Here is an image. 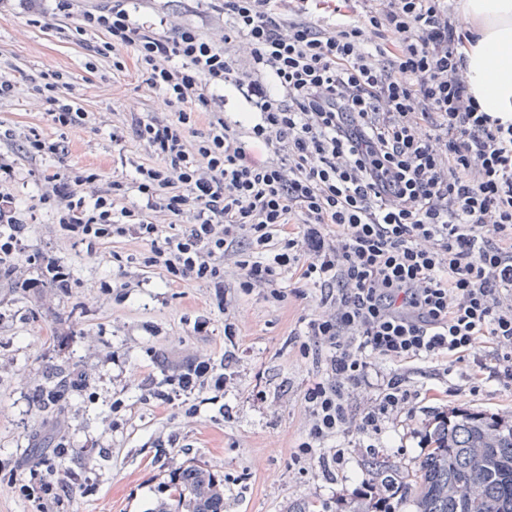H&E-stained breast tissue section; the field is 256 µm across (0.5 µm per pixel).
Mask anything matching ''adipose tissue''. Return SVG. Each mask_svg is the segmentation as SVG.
I'll list each match as a JSON object with an SVG mask.
<instances>
[{"instance_id":"obj_1","label":"adipose tissue","mask_w":512,"mask_h":512,"mask_svg":"<svg viewBox=\"0 0 512 512\" xmlns=\"http://www.w3.org/2000/svg\"><path fill=\"white\" fill-rule=\"evenodd\" d=\"M478 27L467 53L468 79L482 111L512 112V0H464Z\"/></svg>"}]
</instances>
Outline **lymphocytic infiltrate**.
<instances>
[{"label": "lymphocytic infiltrate", "mask_w": 512, "mask_h": 512, "mask_svg": "<svg viewBox=\"0 0 512 512\" xmlns=\"http://www.w3.org/2000/svg\"><path fill=\"white\" fill-rule=\"evenodd\" d=\"M17 2L34 25L75 17L67 37L115 70L132 50L172 110L163 120L132 112L113 128V143L133 137L147 157L131 180L72 166L41 175L38 201L66 241L91 254L124 242L166 284L213 289L224 311L232 290L273 305L317 290L298 318L299 352L325 368L303 391L296 463L339 464L383 438L412 411L407 364L469 357L512 383V113L481 111L471 91L473 33L458 0H336L323 17L311 0H197L200 23L162 13L147 27L133 0ZM22 84L55 129L88 123L69 72L0 70V99ZM252 141L268 147L265 161L251 159ZM12 174L0 157V282L42 308L54 293L23 269L60 262L28 253ZM177 358L189 370L178 387L189 419L199 412L190 395L223 396L237 355ZM333 504L394 507L367 478Z\"/></svg>", "instance_id": "lymphocytic-infiltrate-1"}]
</instances>
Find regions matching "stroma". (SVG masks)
Masks as SVG:
<instances>
[{
	"mask_svg": "<svg viewBox=\"0 0 512 512\" xmlns=\"http://www.w3.org/2000/svg\"><path fill=\"white\" fill-rule=\"evenodd\" d=\"M73 24L52 16L46 26H33L19 10H0V65L69 71L72 93L90 116L88 125L61 137L60 161L27 158L18 144L0 139V154L15 162L21 204L32 211L29 252L53 251L72 274L70 287L37 311L24 292L0 288V512H40L20 492L34 473L66 481L78 473L87 481L83 492L64 498L52 512H152L171 473L198 460L223 476L224 512H287L353 488L365 477L370 455L413 468L419 449L384 446L349 454L340 466L303 471L294 464L293 445L306 425L301 393L321 373L319 363L297 353V302L275 307L257 294L238 296L240 332L231 339L224 335V313L214 304L213 289L164 284L159 270L128 259L120 242L101 245L93 255L63 243L52 211L36 200L39 173L63 162L109 179L130 178L143 157L133 140L113 143V124L132 107L148 117L169 116L161 97L143 83L132 53H125L122 70H113L108 59L87 69L85 50L62 34ZM0 126L52 130L42 108L24 93L0 100ZM112 281L124 284L123 299L104 291ZM56 312L73 315L76 338L68 359L87 374L90 386L70 396L55 420L32 405L31 392L44 383L46 363L57 357ZM200 316L210 320L208 335L193 329ZM233 343L239 348L234 388L221 405H201L193 420L184 419L180 401H157L142 387L146 378H162L151 357L154 347L194 348L219 360ZM108 351L115 361H104ZM405 374L421 392L413 403L419 421L437 408L496 411L512 405V388L495 377L473 383L466 361L450 370L441 361L419 362ZM427 387L437 388L438 396L424 395ZM117 399L124 406L115 412L111 405ZM270 399L276 408L267 407ZM49 425L67 440L68 459L50 448L30 459L32 434Z\"/></svg>",
	"mask_w": 512,
	"mask_h": 512,
	"instance_id": "obj_1",
	"label": "stroma"
}]
</instances>
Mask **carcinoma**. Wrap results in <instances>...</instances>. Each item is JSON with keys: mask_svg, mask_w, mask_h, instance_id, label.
Wrapping results in <instances>:
<instances>
[{"mask_svg": "<svg viewBox=\"0 0 512 512\" xmlns=\"http://www.w3.org/2000/svg\"><path fill=\"white\" fill-rule=\"evenodd\" d=\"M45 370L46 384L33 390L32 399L52 414L59 405L48 393L68 391L87 382V375L52 361ZM366 472L380 485L400 487L412 512H512V420L489 411L450 410L414 469L374 458ZM221 482L203 464L179 469L167 483L173 512H224Z\"/></svg>", "mask_w": 512, "mask_h": 512, "instance_id": "carcinoma-1", "label": "carcinoma"}]
</instances>
